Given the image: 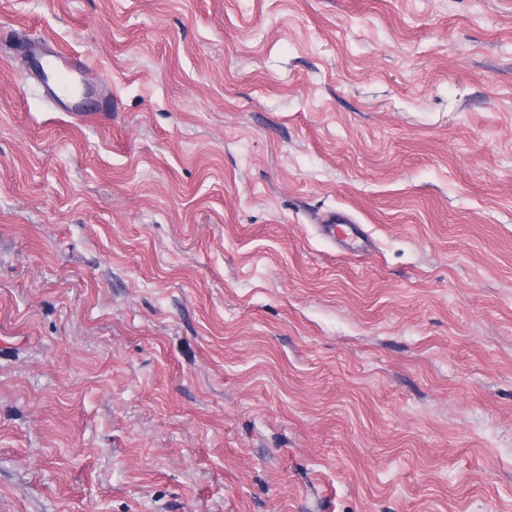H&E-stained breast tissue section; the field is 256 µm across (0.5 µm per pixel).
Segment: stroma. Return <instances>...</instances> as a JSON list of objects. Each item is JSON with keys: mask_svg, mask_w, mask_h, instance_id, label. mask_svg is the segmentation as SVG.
I'll list each match as a JSON object with an SVG mask.
<instances>
[{"mask_svg": "<svg viewBox=\"0 0 512 512\" xmlns=\"http://www.w3.org/2000/svg\"><path fill=\"white\" fill-rule=\"evenodd\" d=\"M0 512H512V0H0ZM30 52L38 54L40 79L47 98L57 106L65 105L69 112H88L84 107V92L77 81L81 67L47 43H36ZM350 222L352 219L348 214L339 211L330 212L324 220L325 233L332 241L343 243L344 247L363 250V247L349 236L357 231V225Z\"/></svg>", "mask_w": 512, "mask_h": 512, "instance_id": "35a3bbf8", "label": "stroma"}]
</instances>
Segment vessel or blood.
<instances>
[{"mask_svg": "<svg viewBox=\"0 0 512 512\" xmlns=\"http://www.w3.org/2000/svg\"><path fill=\"white\" fill-rule=\"evenodd\" d=\"M32 51L37 55L40 79L47 98L56 105L67 107L68 111H83L84 92L77 80L80 67L75 60L45 43L33 44ZM324 230L332 241L343 243L350 249L356 248L352 235L357 227L348 214L339 211L329 213L324 220Z\"/></svg>", "mask_w": 512, "mask_h": 512, "instance_id": "vessel-or-blood-1", "label": "vessel or blood"}]
</instances>
